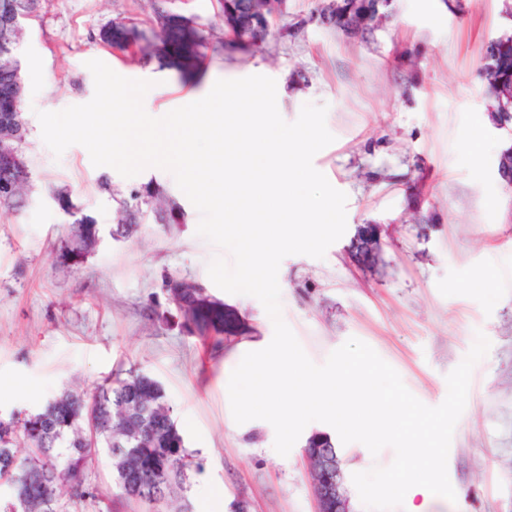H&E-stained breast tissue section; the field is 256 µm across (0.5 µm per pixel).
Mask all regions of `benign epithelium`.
<instances>
[{
  "instance_id": "7a95c632",
  "label": "benign epithelium",
  "mask_w": 512,
  "mask_h": 512,
  "mask_svg": "<svg viewBox=\"0 0 512 512\" xmlns=\"http://www.w3.org/2000/svg\"><path fill=\"white\" fill-rule=\"evenodd\" d=\"M252 3L253 11L267 18L282 10L285 0H252ZM382 18L383 14L377 11L371 12L362 16L357 22L347 21V28L355 33L365 27L374 28ZM498 84L501 89L502 111L492 113V120L496 127L507 129L512 123V80L502 73L498 76ZM351 251L362 263L374 264L381 252L380 225H358L352 238ZM320 441V435L315 434L309 438L304 448L312 468L319 512H353L338 450L324 448Z\"/></svg>"
}]
</instances>
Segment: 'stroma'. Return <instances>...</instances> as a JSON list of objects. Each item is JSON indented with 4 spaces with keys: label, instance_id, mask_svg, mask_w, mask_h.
I'll list each match as a JSON object with an SVG mask.
<instances>
[{
    "label": "stroma",
    "instance_id": "obj_1",
    "mask_svg": "<svg viewBox=\"0 0 512 512\" xmlns=\"http://www.w3.org/2000/svg\"><path fill=\"white\" fill-rule=\"evenodd\" d=\"M154 0H51L28 26L21 55L32 181L18 213L0 211V417L31 414L62 392L91 396L135 369L159 381L194 466L165 512H317L308 438L288 456L273 448L271 424L231 426L224 370L237 344L271 340L273 324L248 295L229 302L247 327L222 345L170 316L165 275L197 281L217 299L207 266L225 250L197 235L200 215L173 175L148 168L125 178L70 146L54 156L41 111L88 102L98 59L121 76L152 81L150 112L196 101L219 79H275L277 106L295 121L304 103L327 105L333 142L316 170L347 196L346 231L324 258L281 262V314L308 357L323 364L349 338L370 345L425 405H440L446 376L476 333L491 342L473 368L452 437L447 470L455 501L428 512H512V189L497 164L512 134L490 120L480 76L487 41L512 28L503 0H391L370 40L319 25L318 0H286L272 31L247 51L225 47L218 0H163L170 14L211 32L203 57L180 68L162 48ZM132 48L113 47L116 21ZM153 181L185 213L181 224H145L133 239L108 231L118 220L111 193ZM68 187L104 236L80 263L62 261L68 230L54 198ZM382 227L372 266L349 252L357 225ZM483 286H474L476 276Z\"/></svg>",
    "mask_w": 512,
    "mask_h": 512
}]
</instances>
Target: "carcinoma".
Masks as SVG:
<instances>
[{
    "label": "carcinoma",
    "mask_w": 512,
    "mask_h": 512,
    "mask_svg": "<svg viewBox=\"0 0 512 512\" xmlns=\"http://www.w3.org/2000/svg\"><path fill=\"white\" fill-rule=\"evenodd\" d=\"M47 0H0V87H20L17 100L0 102V141L9 137L12 161L0 157V209L18 212L26 205L23 187L30 183L31 170L24 145L27 129L21 113L26 91L20 62V42L25 27L41 16ZM223 16L234 21L224 28V41L247 50L270 24L254 19L248 0H219ZM386 8L378 0H339L331 12V26L342 28V15L360 16L367 9ZM165 37L177 43L183 57H197L206 43L204 32L169 17L154 8ZM500 54L512 69V33L505 32L486 46L485 55ZM70 218L69 231L60 241L59 256L79 263L99 244L101 229L77 198L66 190L54 193ZM121 218L109 229L115 241L137 234L147 219L155 224H180L184 214L178 203L164 199L160 185L148 182L117 200ZM183 302H173L181 326L206 340L222 342L224 336L240 333L244 325L235 311L200 288L199 283L179 279ZM22 435L28 457L18 460L14 438ZM56 448L68 449L65 466L57 462ZM105 448L112 456L115 483L126 502H144L152 484H184L190 467L189 454L173 410L161 384L153 378L130 371L124 378L107 381L88 399L65 392L50 400L40 411L23 417L0 418V484L14 489V501L3 512H50L46 506L49 490H55L57 512H82L99 500L85 480V463Z\"/></svg>",
    "instance_id": "obj_1"
}]
</instances>
